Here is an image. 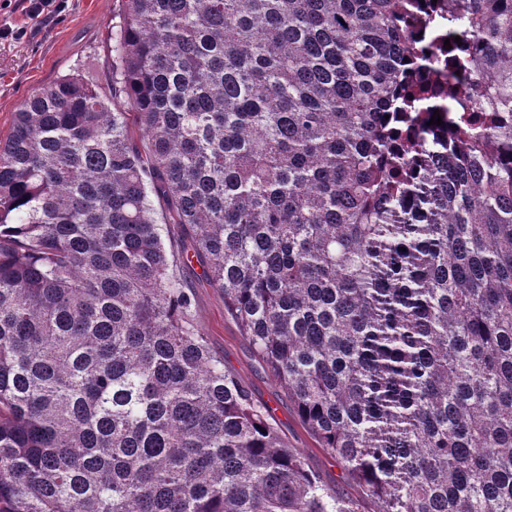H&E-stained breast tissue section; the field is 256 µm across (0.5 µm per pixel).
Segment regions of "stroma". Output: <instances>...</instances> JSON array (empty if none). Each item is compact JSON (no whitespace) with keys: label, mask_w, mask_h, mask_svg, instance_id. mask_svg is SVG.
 <instances>
[{"label":"stroma","mask_w":512,"mask_h":512,"mask_svg":"<svg viewBox=\"0 0 512 512\" xmlns=\"http://www.w3.org/2000/svg\"><path fill=\"white\" fill-rule=\"evenodd\" d=\"M113 0H70L66 12L40 22L16 16L27 29L19 42L0 40V141L8 137L15 111L33 91L58 78L87 71L107 82L112 56ZM193 287L195 319L225 367L263 403L275 410L277 427L289 447L300 450L310 469L332 489L357 494L335 459L303 427L277 380L259 364L249 342L224 312V294L203 276L199 262L184 269Z\"/></svg>","instance_id":"obj_1"}]
</instances>
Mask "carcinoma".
<instances>
[{
    "label": "carcinoma",
    "instance_id": "obj_1",
    "mask_svg": "<svg viewBox=\"0 0 512 512\" xmlns=\"http://www.w3.org/2000/svg\"><path fill=\"white\" fill-rule=\"evenodd\" d=\"M116 2L0 142V512H512V0ZM184 277L193 287L195 319L212 349L224 356V366L246 386L255 398L276 409L277 427L290 448L300 450L310 469L334 490L358 495L336 460L303 427L277 380L259 364L249 342L236 323L224 314V293L203 277V267L194 258L184 267Z\"/></svg>",
    "mask_w": 512,
    "mask_h": 512
}]
</instances>
